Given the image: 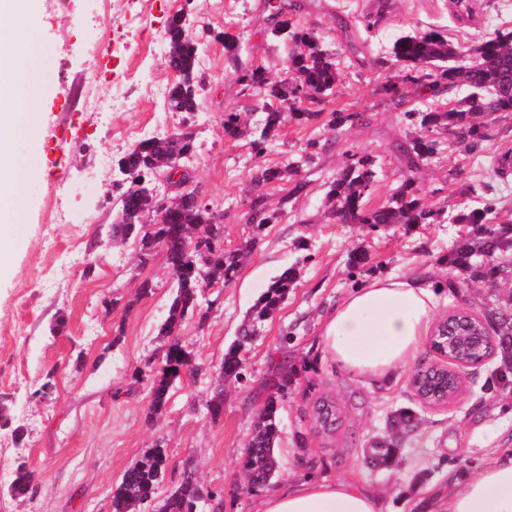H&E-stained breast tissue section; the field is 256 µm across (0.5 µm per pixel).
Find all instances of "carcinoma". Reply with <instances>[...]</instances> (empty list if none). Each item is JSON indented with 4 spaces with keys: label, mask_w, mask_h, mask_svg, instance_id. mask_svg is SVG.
I'll return each mask as SVG.
<instances>
[{
    "label": "carcinoma",
    "mask_w": 512,
    "mask_h": 512,
    "mask_svg": "<svg viewBox=\"0 0 512 512\" xmlns=\"http://www.w3.org/2000/svg\"><path fill=\"white\" fill-rule=\"evenodd\" d=\"M300 8L296 0H264L267 21L272 24L270 34L275 38L285 37L293 44L286 61L288 82L271 80L260 66H235L239 84L264 94L263 116L249 128L240 121L239 113H225L224 136L231 139L248 136L256 156L264 153L267 142L286 123L306 124L317 119L320 112L302 107L303 100L321 101L336 86L335 54L312 30L293 19ZM164 34L167 42L175 47L166 61L167 66L196 71L199 48L188 41V26L183 19L177 15L168 19ZM390 55L403 72L401 83L389 80L383 85V90L393 98H403L402 84L412 87L417 95L434 100L461 86L467 87L470 94L453 105L402 112L407 136L395 149L405 167V180L373 210L365 208L363 199L375 182V161L365 153L349 154L348 163L328 185L325 204L336 219L356 221L371 229L441 221L443 211L424 207L416 187V174L436 151V142L428 137V131L457 129L463 134L466 148L473 150L485 138L484 125L478 118L496 119L503 113L512 114L511 30L495 32L464 58L457 47L436 31L405 33L393 41ZM168 100L170 107L179 112L192 114L197 110V94L184 86H172ZM316 148L317 142L310 141L287 166H259L253 171L251 182L255 194L250 200L247 222L254 225L255 234L244 247L233 251L224 250V225L209 224V212L189 196L181 199L169 223H138V212L144 199L154 192L144 174L151 169L154 160L164 158V138H143L122 155L126 171L119 172L116 179L120 188V207L111 224V239L122 244L133 241L142 265L157 253H164L177 284L168 314L159 329V335L166 338L161 364L155 367L151 361L146 363L151 379L150 412L158 413L164 408L169 389L181 373L197 370L190 353L181 344L179 334L186 316L199 306L201 284L224 285L234 279L242 255L255 249L265 227L281 218V213L268 207L262 189L290 176H299L304 167L313 164ZM495 211L496 205L492 202L481 208L463 206L455 210L453 223L468 225L472 232L444 258L448 268L468 273V278L462 281L448 280L450 290L473 288L478 283L496 286L502 281L512 282V265L499 261L501 257L512 255V224L494 223ZM297 278L298 269L290 267L275 277L259 297L239 328L237 339L224 354V377L237 381L244 378L245 367L240 357L244 344L251 342L263 322L280 309ZM468 316L477 325H486L491 339L476 348L464 346L458 351H450L443 346L444 331L436 330L431 336V347L437 353L447 355L448 363L429 364L413 373L410 386L421 403L432 406L463 390L464 383L457 375L456 367L462 363L480 364L491 356L495 357L497 366L488 381L489 388L498 393L512 392V305L492 294L481 310H470ZM296 375V369L277 363L267 378L269 394L254 419L241 462L251 488L267 486L280 469V460L275 454L282 434L278 419L279 397ZM339 418L336 403L320 397L313 405L311 431L327 436L329 432L325 426ZM420 423L421 418L410 408L391 411L384 433L370 441L364 450V464L372 470L389 469L404 439L414 433ZM167 466L166 451L158 446L125 470L112 495V512H130V509L152 501ZM34 487V473L24 465H18L11 493L28 495ZM196 493L194 471L187 469L181 483L171 490L157 512H203L197 509Z\"/></svg>",
    "instance_id": "1"
}]
</instances>
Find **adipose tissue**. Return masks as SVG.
Wrapping results in <instances>:
<instances>
[{
	"label": "adipose tissue",
	"mask_w": 512,
	"mask_h": 512,
	"mask_svg": "<svg viewBox=\"0 0 512 512\" xmlns=\"http://www.w3.org/2000/svg\"><path fill=\"white\" fill-rule=\"evenodd\" d=\"M33 0H0V222L8 223L29 172L15 150L38 125L41 88L26 72L38 57ZM433 294L414 279L376 278L343 299L323 326L328 354L345 369L374 377L408 366L433 317ZM257 512H380L374 496L343 480H291L264 496ZM440 512H512V450L476 470Z\"/></svg>",
	"instance_id": "adipose-tissue-1"
}]
</instances>
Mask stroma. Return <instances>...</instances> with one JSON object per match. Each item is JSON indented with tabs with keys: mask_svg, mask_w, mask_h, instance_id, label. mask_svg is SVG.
I'll use <instances>...</instances> for the list:
<instances>
[{
	"mask_svg": "<svg viewBox=\"0 0 512 512\" xmlns=\"http://www.w3.org/2000/svg\"><path fill=\"white\" fill-rule=\"evenodd\" d=\"M343 6L349 11L345 33L333 22ZM472 8V18L460 21L450 0H389L384 6L379 0H307L298 20L317 30L340 73L321 107L360 112L365 119L336 130L320 120L288 123L258 157L247 139L224 135L225 113L259 117L262 97L235 82L224 44L214 35L233 33L242 64L264 66L271 79H283L292 45L265 31L262 0H39L40 129L36 139L16 145L31 178L16 217L0 226L12 239L10 265L0 274V512H112L111 495L124 471L158 445L169 467L153 502L139 512H154L188 465L199 488L222 498L223 512H257L267 489H247L239 463L268 394L270 368L284 360L298 374L280 399L282 467L271 488L291 478L343 479L376 497L380 512H437L442 494L462 489L495 450L512 448V396L486 388L493 362L467 368L457 401L424 408L409 380L414 366L436 360L430 344H422L413 367L375 379L346 370L321 341L336 305L378 277L419 280L433 293L438 317L453 307L481 306L486 286L451 293L440 264L467 227L446 219L374 231L339 223L323 204L350 148L375 159L367 208L400 185L394 145L405 133L399 115L422 101L409 94L397 103L382 92L385 80L400 75L389 56L391 41L434 28L467 50L496 29H512V0H474ZM181 10L199 41L201 90L190 116L168 107L175 77L164 61L165 22ZM376 14L382 17L377 29L366 31L365 17ZM186 123L196 149L182 165L206 202L223 212L225 250L255 235L260 242L229 284L202 287L206 319L187 317L180 330L199 371L177 380L162 413L150 419V379L142 368L163 356L158 328L175 285L163 255L143 266L134 244L113 246L109 228L118 194L112 182L118 159L132 144L171 135ZM484 134L480 149L468 152L460 132L435 133L438 154L424 173L422 195L426 205L447 211L496 201L505 224L512 221V171L498 173L494 164L503 146L512 145V115L487 122ZM312 140L324 148L300 173L305 190L291 200L292 182L268 186L269 208H283L284 215L255 234L246 222L253 168L285 166ZM300 238L306 250L295 248ZM357 251L368 261L354 270L349 258ZM292 266L299 276L287 301L242 352L244 379H223L224 352L246 315L273 278ZM145 279L153 291L140 299ZM287 331L293 338L285 345ZM50 369L55 392L36 398ZM218 392L224 409L215 420L207 403ZM323 394L342 411L329 440L308 433L311 405ZM398 407L418 410L422 425L401 447L395 467L371 471L362 445ZM299 431L308 435L302 447L294 440ZM21 462L37 476L30 499L9 491Z\"/></svg>",
	"mask_w": 512,
	"mask_h": 512,
	"instance_id": "35a3bbf8",
	"label": "stroma"
}]
</instances>
